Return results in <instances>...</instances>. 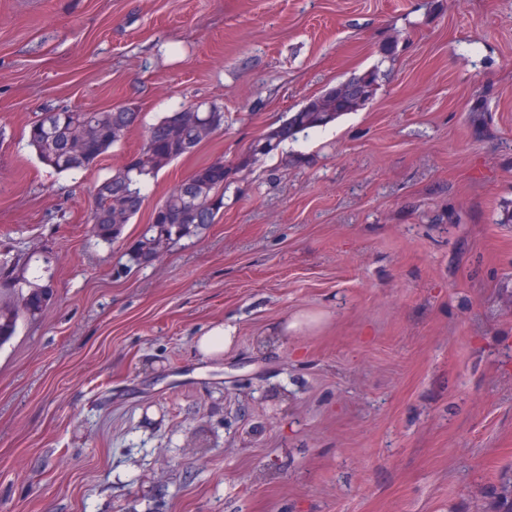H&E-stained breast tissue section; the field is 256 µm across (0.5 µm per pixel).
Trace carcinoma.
<instances>
[{
    "mask_svg": "<svg viewBox=\"0 0 512 512\" xmlns=\"http://www.w3.org/2000/svg\"><path fill=\"white\" fill-rule=\"evenodd\" d=\"M381 55L380 62L371 69L326 88L269 128L240 157L238 168H250L298 134L325 127L373 100L385 76L382 65L393 60V47L383 46ZM190 111L187 106L165 113L149 128L141 150L98 188L91 212L92 232L97 239L109 245L121 239L126 224L143 206L145 182L171 162L193 153L204 141L190 123ZM203 116L211 133L224 129L222 107L213 103ZM139 120L140 113L127 106L96 112H55L49 127L44 126L42 116L31 123L29 143L45 166L60 172L79 171L97 164ZM230 186L229 171L219 163L196 169L155 208L147 231L130 253V261L137 265L149 263L169 246L199 235L224 212V196ZM202 197L213 200L212 205L198 208L195 201ZM52 298L51 285L29 273L24 253L1 249L0 348L16 336L21 321L41 316ZM496 512H512V476L500 478Z\"/></svg>",
    "mask_w": 512,
    "mask_h": 512,
    "instance_id": "carcinoma-1",
    "label": "carcinoma"
}]
</instances>
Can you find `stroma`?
<instances>
[{
	"label": "stroma",
	"instance_id": "1",
	"mask_svg": "<svg viewBox=\"0 0 512 512\" xmlns=\"http://www.w3.org/2000/svg\"><path fill=\"white\" fill-rule=\"evenodd\" d=\"M385 45L365 107L238 170ZM201 100L223 130L145 183L119 242L92 236L98 186ZM116 105L141 121L86 170L28 144L41 113ZM216 160L223 215L130 265ZM511 213L512 0H0V244L54 288L0 348V512H493ZM236 328L232 324L216 326L197 339L196 346L205 357H217L233 344Z\"/></svg>",
	"mask_w": 512,
	"mask_h": 512
}]
</instances>
